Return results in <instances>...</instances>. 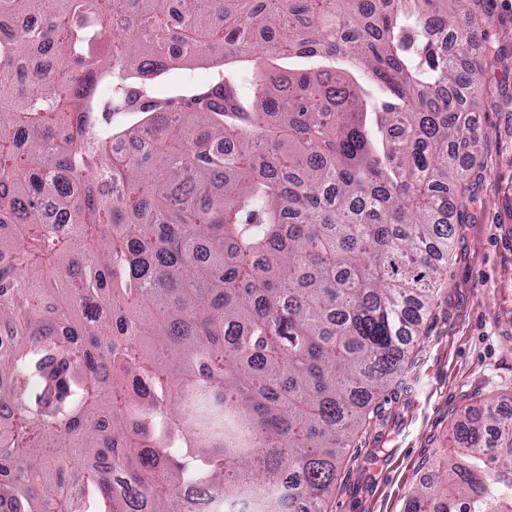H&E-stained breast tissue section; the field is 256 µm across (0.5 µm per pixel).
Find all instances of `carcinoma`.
<instances>
[{"mask_svg":"<svg viewBox=\"0 0 512 512\" xmlns=\"http://www.w3.org/2000/svg\"><path fill=\"white\" fill-rule=\"evenodd\" d=\"M464 6L0 0V512H329L473 201ZM450 441L404 512H512V412ZM191 77L197 85H206L211 79V69L206 66H195L191 70H174L170 74V83L184 81L183 78ZM169 84H158L153 88L156 96L164 97L169 94Z\"/></svg>","mask_w":512,"mask_h":512,"instance_id":"obj_1","label":"carcinoma"}]
</instances>
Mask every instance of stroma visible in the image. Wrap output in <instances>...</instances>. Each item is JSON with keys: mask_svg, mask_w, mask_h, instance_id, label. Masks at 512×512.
Returning <instances> with one entry per match:
<instances>
[{"mask_svg": "<svg viewBox=\"0 0 512 512\" xmlns=\"http://www.w3.org/2000/svg\"><path fill=\"white\" fill-rule=\"evenodd\" d=\"M464 61L482 87L473 119L487 135L471 217L424 318L406 385L389 389L346 449L332 512H403L448 457V429L470 405L512 408V0H479Z\"/></svg>", "mask_w": 512, "mask_h": 512, "instance_id": "stroma-1", "label": "stroma"}]
</instances>
